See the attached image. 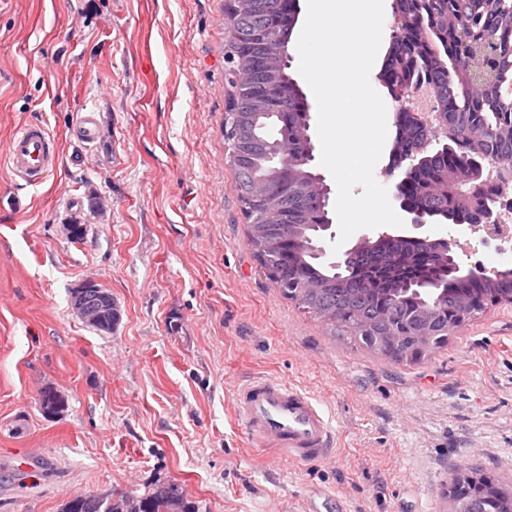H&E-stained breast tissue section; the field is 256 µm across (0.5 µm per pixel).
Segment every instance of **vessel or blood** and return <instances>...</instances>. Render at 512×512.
I'll use <instances>...</instances> for the list:
<instances>
[{
	"mask_svg": "<svg viewBox=\"0 0 512 512\" xmlns=\"http://www.w3.org/2000/svg\"><path fill=\"white\" fill-rule=\"evenodd\" d=\"M6 154L11 174L37 185L55 169L59 147L42 124L26 123L10 138ZM235 415L253 444L275 449L284 462H316L334 454L326 414L310 393L289 381L257 377L244 383Z\"/></svg>",
	"mask_w": 512,
	"mask_h": 512,
	"instance_id": "obj_1",
	"label": "vessel or blood"
}]
</instances>
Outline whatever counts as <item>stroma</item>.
<instances>
[{"label":"stroma","mask_w":512,"mask_h":512,"mask_svg":"<svg viewBox=\"0 0 512 512\" xmlns=\"http://www.w3.org/2000/svg\"><path fill=\"white\" fill-rule=\"evenodd\" d=\"M224 44V0H0V155L26 122L60 152L39 185L0 165V512L157 482L200 512H448L471 469L512 485V303L410 363L284 298L226 159ZM401 232L455 238L464 273L512 266L446 220ZM86 276L118 306L112 333L71 309ZM255 376L316 399L334 457L289 465L251 444L234 399ZM47 388L60 415L40 408Z\"/></svg>","instance_id":"obj_1"}]
</instances>
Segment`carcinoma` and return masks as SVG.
Wrapping results in <instances>:
<instances>
[{"label": "carcinoma", "mask_w": 512, "mask_h": 512, "mask_svg": "<svg viewBox=\"0 0 512 512\" xmlns=\"http://www.w3.org/2000/svg\"><path fill=\"white\" fill-rule=\"evenodd\" d=\"M395 14L386 78L402 88L421 79L431 84L448 122L474 143L478 161H512V0H396ZM297 18L298 0H249L238 6V50L255 78L237 107L234 140L246 167L235 173V191L242 204L255 182L265 191L247 224L248 243L282 294L332 333L389 359L417 361L448 343L458 298H469L471 314H479L512 297V279L480 271L460 275L453 261H439L441 241L424 244L388 232L337 264L321 262L319 241L331 221L316 173L309 166L285 165L272 150L276 141L288 142L301 158L311 150L308 106L289 73L288 46ZM426 139L407 123L400 152L408 161V206L445 219H470L447 192L431 190L448 173L466 177L465 161L449 159L442 149L421 150ZM446 280L456 282L457 292L438 300L432 288ZM424 307L433 321L425 347L415 342L417 327L409 320ZM383 336L402 337V349L382 346ZM472 481L491 488L473 500L474 512H512V493L489 476L470 475L461 494H468ZM144 495L146 512H199L182 492L174 501L156 485Z\"/></svg>", "instance_id": "1"}]
</instances>
